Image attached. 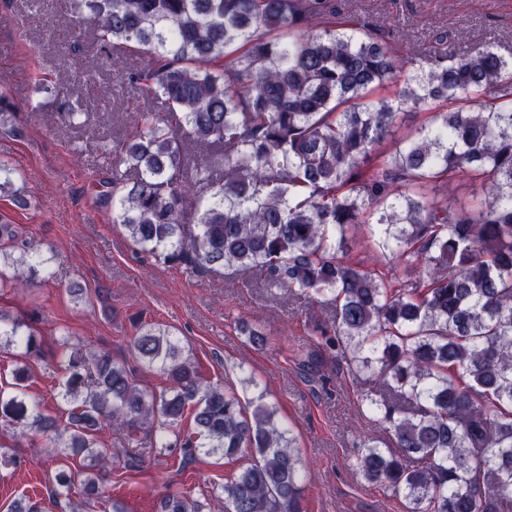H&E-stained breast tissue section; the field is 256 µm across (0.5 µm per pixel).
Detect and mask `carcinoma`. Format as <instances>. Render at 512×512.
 <instances>
[{"mask_svg": "<svg viewBox=\"0 0 512 512\" xmlns=\"http://www.w3.org/2000/svg\"><path fill=\"white\" fill-rule=\"evenodd\" d=\"M324 0H70L110 60L146 54L121 72L138 110L114 147L99 205L145 253L173 265L258 270L291 296L327 294L331 329L315 351L335 353L369 386L361 401L388 424L356 457L362 477L407 512H512V57L493 51L425 56L393 98L399 58L355 21L325 17ZM407 108L431 120L391 151ZM482 181L467 206L443 183ZM361 224L389 265L354 262ZM51 259L0 248V280L53 279ZM255 348L263 329L238 327ZM41 352L29 324L0 312V347ZM132 357L165 378L148 390L107 352L72 350L60 392L61 428L26 389L28 368L0 388V423L46 437L60 455L101 462L95 436L114 423L150 447L251 463L215 493L227 512H304L305 468L292 430L250 374L242 391L205 379L170 333L142 323ZM165 512H205L168 489Z\"/></svg>", "mask_w": 512, "mask_h": 512, "instance_id": "obj_1", "label": "carcinoma"}]
</instances>
